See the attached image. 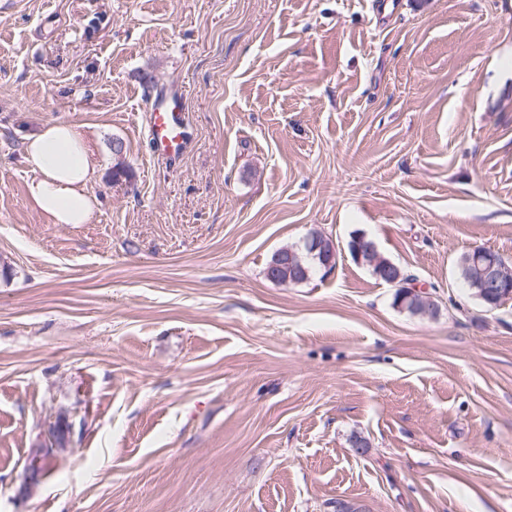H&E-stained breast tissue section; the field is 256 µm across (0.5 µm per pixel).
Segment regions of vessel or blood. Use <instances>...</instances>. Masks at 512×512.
Listing matches in <instances>:
<instances>
[{"instance_id": "1", "label": "vessel or blood", "mask_w": 512, "mask_h": 512, "mask_svg": "<svg viewBox=\"0 0 512 512\" xmlns=\"http://www.w3.org/2000/svg\"><path fill=\"white\" fill-rule=\"evenodd\" d=\"M148 137L154 153L160 157L173 161L184 154L189 138L183 98L174 96L154 102Z\"/></svg>"}]
</instances>
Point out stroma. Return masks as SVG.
<instances>
[{
	"label": "stroma",
	"mask_w": 512,
	"mask_h": 512,
	"mask_svg": "<svg viewBox=\"0 0 512 512\" xmlns=\"http://www.w3.org/2000/svg\"><path fill=\"white\" fill-rule=\"evenodd\" d=\"M147 76L187 104L174 165ZM55 121L93 142L87 224L27 202ZM315 233L329 273L266 278ZM479 247L512 262V0H0V512H512V300L463 287ZM48 440L50 446L41 444L40 448H37V455L33 461H38L39 463L43 461V463L41 465L39 464L38 466L33 465L31 475L29 477L31 480H36L37 475L44 471L46 467V463L44 461L49 459L54 454L53 447L55 445L65 446V432L63 429V422H58L55 426L48 429Z\"/></svg>",
	"instance_id": "35a3bbf8"
}]
</instances>
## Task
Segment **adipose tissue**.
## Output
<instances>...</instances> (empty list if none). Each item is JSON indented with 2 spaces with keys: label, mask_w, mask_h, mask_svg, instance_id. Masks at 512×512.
I'll return each instance as SVG.
<instances>
[{
  "label": "adipose tissue",
  "mask_w": 512,
  "mask_h": 512,
  "mask_svg": "<svg viewBox=\"0 0 512 512\" xmlns=\"http://www.w3.org/2000/svg\"><path fill=\"white\" fill-rule=\"evenodd\" d=\"M24 152L34 167L29 204L54 224L89 223L97 202L89 191L96 168L87 139L70 123H49L26 137Z\"/></svg>",
  "instance_id": "ef3b65f1"
}]
</instances>
